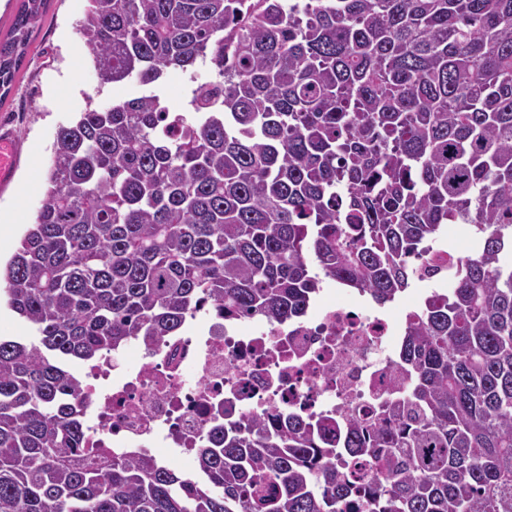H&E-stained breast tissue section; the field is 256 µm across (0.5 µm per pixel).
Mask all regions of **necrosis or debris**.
I'll list each match as a JSON object with an SVG mask.
<instances>
[{
  "label": "necrosis or debris",
  "instance_id": "4bbe7bcc",
  "mask_svg": "<svg viewBox=\"0 0 512 512\" xmlns=\"http://www.w3.org/2000/svg\"><path fill=\"white\" fill-rule=\"evenodd\" d=\"M193 329L135 342L83 370L92 446L194 463L215 424L245 416L277 428L287 416L341 423L377 418L397 387L403 331L350 292L319 295L314 313L283 322L195 314Z\"/></svg>",
  "mask_w": 512,
  "mask_h": 512
}]
</instances>
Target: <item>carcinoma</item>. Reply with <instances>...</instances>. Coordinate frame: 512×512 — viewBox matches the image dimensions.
I'll use <instances>...</instances> for the list:
<instances>
[{"instance_id":"obj_1","label":"carcinoma","mask_w":512,"mask_h":512,"mask_svg":"<svg viewBox=\"0 0 512 512\" xmlns=\"http://www.w3.org/2000/svg\"><path fill=\"white\" fill-rule=\"evenodd\" d=\"M44 0L0 40L9 91ZM102 84L142 90L56 132L48 188L5 267L0 512H512V0H88ZM194 83L189 109L157 91ZM447 224L478 241L411 310L406 383L336 433L214 426L185 474L88 447L79 376L207 303L269 322L324 280L387 304ZM191 75L171 70L161 84L166 104L173 110L186 111L192 87ZM36 333L32 327L18 315L3 305L0 309V336L2 338L21 339L27 342L36 341Z\"/></svg>"}]
</instances>
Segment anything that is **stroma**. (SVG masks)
<instances>
[{
  "label": "stroma",
  "mask_w": 512,
  "mask_h": 512,
  "mask_svg": "<svg viewBox=\"0 0 512 512\" xmlns=\"http://www.w3.org/2000/svg\"><path fill=\"white\" fill-rule=\"evenodd\" d=\"M87 0H48L43 22L30 40L9 93L0 99V133H10L14 169L0 187V212L17 210V237L0 240V262L19 245L47 189V171L59 126L88 104L111 105L136 91L135 83L100 84L77 23Z\"/></svg>",
  "instance_id": "35a3bbf8"
}]
</instances>
